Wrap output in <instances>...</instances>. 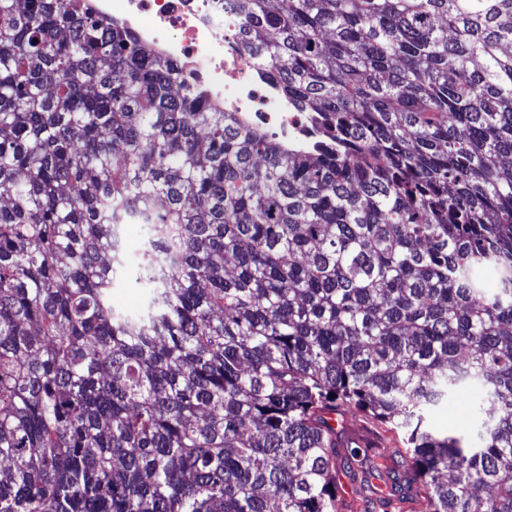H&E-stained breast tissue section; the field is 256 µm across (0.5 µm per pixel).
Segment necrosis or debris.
Returning <instances> with one entry per match:
<instances>
[{
	"mask_svg": "<svg viewBox=\"0 0 512 512\" xmlns=\"http://www.w3.org/2000/svg\"><path fill=\"white\" fill-rule=\"evenodd\" d=\"M92 7L178 64L186 82L225 111L244 113L282 136L305 138L306 122L269 69L226 34L235 0H92Z\"/></svg>",
	"mask_w": 512,
	"mask_h": 512,
	"instance_id": "necrosis-or-debris-1",
	"label": "necrosis or debris"
}]
</instances>
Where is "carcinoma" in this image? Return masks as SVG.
Wrapping results in <instances>:
<instances>
[{"label": "carcinoma", "instance_id": "obj_1", "mask_svg": "<svg viewBox=\"0 0 512 512\" xmlns=\"http://www.w3.org/2000/svg\"><path fill=\"white\" fill-rule=\"evenodd\" d=\"M236 3L315 140L0 0V512H342L348 409L404 436L380 503L512 512V0ZM143 300V289L137 288L130 279L112 288V305L118 310L135 313L140 309ZM469 398H460L449 403L436 411L429 417L430 427L436 431L448 432H472L475 428L470 409Z\"/></svg>", "mask_w": 512, "mask_h": 512}]
</instances>
